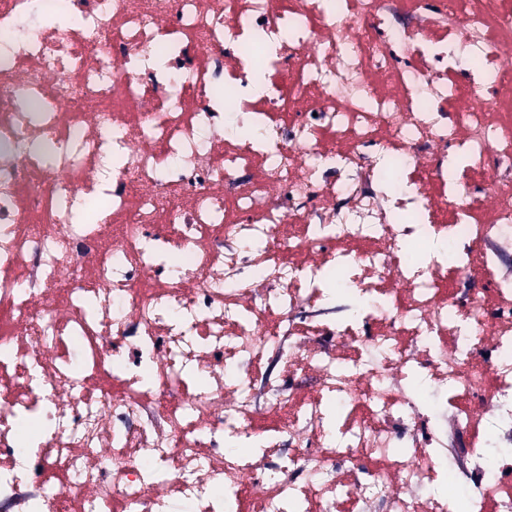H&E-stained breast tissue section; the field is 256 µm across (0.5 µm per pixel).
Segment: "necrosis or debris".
Here are the masks:
<instances>
[{"instance_id":"necrosis-or-debris-1","label":"necrosis or debris","mask_w":512,"mask_h":512,"mask_svg":"<svg viewBox=\"0 0 512 512\" xmlns=\"http://www.w3.org/2000/svg\"><path fill=\"white\" fill-rule=\"evenodd\" d=\"M510 86L512 0H0V512H512Z\"/></svg>"}]
</instances>
